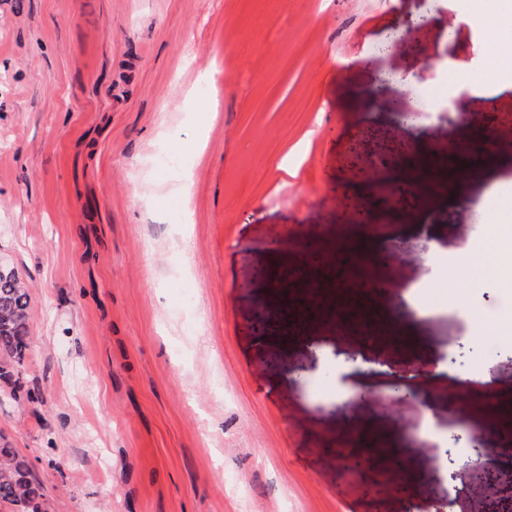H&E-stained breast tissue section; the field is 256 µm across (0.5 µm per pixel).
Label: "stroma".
<instances>
[{"label":"stroma","mask_w":512,"mask_h":512,"mask_svg":"<svg viewBox=\"0 0 512 512\" xmlns=\"http://www.w3.org/2000/svg\"><path fill=\"white\" fill-rule=\"evenodd\" d=\"M480 43L466 0H0V263L29 285L32 336L0 377V442L47 512H369L329 448L354 428L405 457L383 512H482L488 490L449 478L434 448L477 427L460 400L512 409V345L457 347L474 310L512 317V296L485 288L463 307L457 289L462 257L512 227V94L464 89L448 113L427 97L443 72L481 66ZM397 102L424 114L404 121ZM472 114L495 129L492 163L452 197L409 193L369 217L386 227L372 251L406 249L371 298L414 356L299 322L256 332L257 312L298 296L240 288L303 265L283 229L338 236L337 184L368 195L404 146L445 167L437 146L475 138ZM354 143L384 168H352ZM163 153L188 182L155 174ZM176 203L191 224H174ZM352 349L370 397L343 415ZM396 380L424 403L380 411Z\"/></svg>","instance_id":"stroma-1"}]
</instances>
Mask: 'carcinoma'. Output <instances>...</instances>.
<instances>
[{"label": "carcinoma", "instance_id": "obj_1", "mask_svg": "<svg viewBox=\"0 0 512 512\" xmlns=\"http://www.w3.org/2000/svg\"><path fill=\"white\" fill-rule=\"evenodd\" d=\"M417 183L434 195L445 188L444 182L431 172L419 169ZM30 296L18 275L6 268L0 271V356L17 365L24 361L30 348ZM475 414L487 421L507 418L508 413L487 402L473 404ZM13 507L12 512H45L43 488L32 476L26 462L5 443L0 445V504Z\"/></svg>", "mask_w": 512, "mask_h": 512}]
</instances>
